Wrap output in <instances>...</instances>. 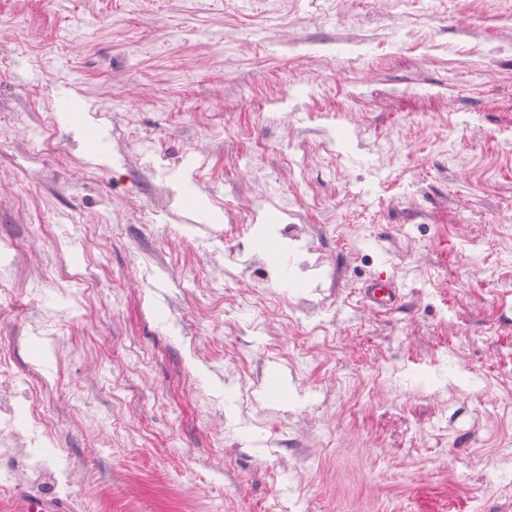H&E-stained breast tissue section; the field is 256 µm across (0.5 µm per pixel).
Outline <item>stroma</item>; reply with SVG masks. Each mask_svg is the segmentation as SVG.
<instances>
[{"label":"stroma","mask_w":512,"mask_h":512,"mask_svg":"<svg viewBox=\"0 0 512 512\" xmlns=\"http://www.w3.org/2000/svg\"><path fill=\"white\" fill-rule=\"evenodd\" d=\"M511 30L512 0H0V280L42 291L0 297V336H20V370L63 377L61 422L81 410L75 385L100 417L50 451L88 482L11 496L512 512V56L494 52ZM125 124L131 157L112 135ZM388 137L409 141L393 166ZM240 206L254 228L224 264L244 278L294 227L287 325L217 301L194 313L213 232ZM29 224L60 239L67 290L6 248ZM91 224L111 236L88 239ZM379 269L399 289L382 315L362 294ZM44 312L65 325L66 363L26 333ZM134 340L149 364L116 379ZM219 344L227 357L188 356ZM187 371L213 410L182 401ZM246 389L265 416L241 414ZM128 425L147 442L104 447Z\"/></svg>","instance_id":"35a3bbf8"}]
</instances>
